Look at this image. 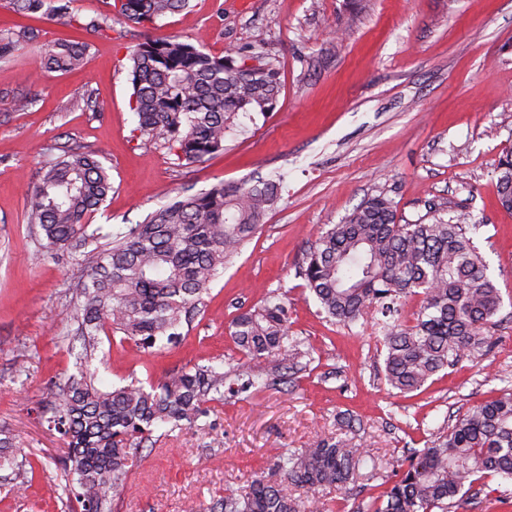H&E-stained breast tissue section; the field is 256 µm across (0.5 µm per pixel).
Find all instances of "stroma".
<instances>
[{"label":"stroma","instance_id":"obj_1","mask_svg":"<svg viewBox=\"0 0 512 512\" xmlns=\"http://www.w3.org/2000/svg\"><path fill=\"white\" fill-rule=\"evenodd\" d=\"M260 32L281 71L267 118L188 166L163 139L138 130L130 48L150 35L176 36L222 57L247 51ZM90 43L83 70L37 83V44L0 61V430L34 470L21 494L14 487L22 474L0 471V512H70L66 498L48 493L64 482L67 447L41 410L77 371L72 286L85 269L66 255L35 258L27 192L49 148L104 151L112 191L94 224H137L177 196L222 182L283 178L262 231L211 283L205 310L179 342L145 354L115 340L102 345L92 369L103 388L157 382L194 364L273 370L229 336L232 319L271 291L288 306L290 333L306 342L305 368L257 393L225 394L194 424L153 436L114 512L208 506L267 474L273 449L336 437L346 413L360 420L353 437L385 462L388 477L404 450L512 389V213L496 193L498 162L512 151V123L502 121L512 116V0H190L154 26L113 21ZM20 97L32 105L16 110ZM379 194L404 224L439 203L449 215L468 214L503 298L488 328L498 346L406 395L384 378L373 322L328 321L296 274L322 233Z\"/></svg>","mask_w":512,"mask_h":512}]
</instances>
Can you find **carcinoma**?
<instances>
[{
    "instance_id": "carcinoma-1",
    "label": "carcinoma",
    "mask_w": 512,
    "mask_h": 512,
    "mask_svg": "<svg viewBox=\"0 0 512 512\" xmlns=\"http://www.w3.org/2000/svg\"><path fill=\"white\" fill-rule=\"evenodd\" d=\"M188 2L105 0L106 12L85 19L71 14V0H5L4 7L28 17H67L96 36L112 29L116 15L153 24ZM39 38L34 27H0V60ZM89 49L81 39L42 43L35 80L83 67ZM128 60L138 129L162 138L187 165L223 151L227 137L272 112L281 89L279 65L261 36L238 58L214 57L199 43L170 36L148 38L129 50ZM100 156L76 147L41 160L26 210L27 223L46 241L36 258L66 252L81 257L85 268L75 285L74 315L85 368L67 379L47 409L48 422L68 442L64 493L78 512H112L141 444L158 428L193 424L203 404L224 401L226 377L217 366L195 365L156 385L135 380L104 389L88 366L118 333L145 351L180 338L212 281L260 231L279 187L272 180L220 183L161 206L142 224L106 229L88 222L112 191ZM496 188L501 207L512 213V154L499 161ZM446 214L433 206L415 223L401 224L392 200L374 196L321 235L298 269L329 320L350 326L377 315L384 377L402 394L498 345L484 329L503 299L474 242L479 226ZM411 300L417 309L409 323L402 310ZM229 334L242 354L278 370L295 368L302 355L304 341L289 333L288 309L277 295L239 313ZM269 377L247 372L240 389H265ZM11 447L9 435L0 437V469L16 465ZM273 459L278 480L257 476L224 494L211 512H322L320 499L306 505L288 486L329 493L361 481L371 490L368 481L381 466L347 438L281 449ZM486 476L512 484V390L468 408L424 447L407 449L359 512H471L484 493L475 483Z\"/></svg>"
}]
</instances>
